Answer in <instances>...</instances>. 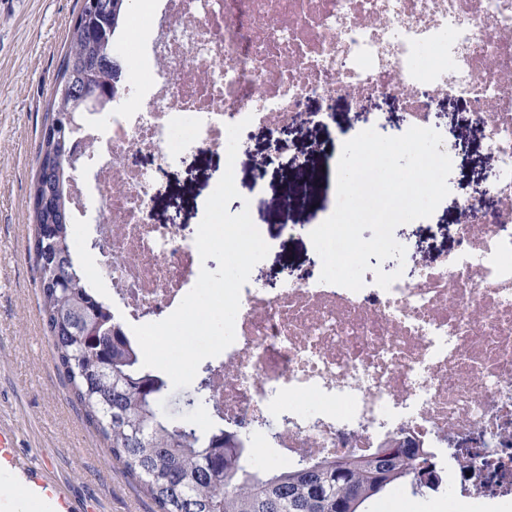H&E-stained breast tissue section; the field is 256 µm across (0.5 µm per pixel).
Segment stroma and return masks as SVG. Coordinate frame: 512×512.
Returning <instances> with one entry per match:
<instances>
[{
  "mask_svg": "<svg viewBox=\"0 0 512 512\" xmlns=\"http://www.w3.org/2000/svg\"><path fill=\"white\" fill-rule=\"evenodd\" d=\"M82 0H0V423L13 428L25 452L39 457L50 477L75 502L97 498L100 512H154L153 501L127 479L104 441L90 429L80 405L58 372L39 307L37 274L30 252V191L37 171L44 115L52 101L67 44L66 36ZM441 124L452 149L449 195L431 217L399 226L396 240L407 259L431 264L456 248L458 204L472 188L493 179L495 162L483 136L471 129L467 109L457 100L440 105ZM341 133L327 136L295 125L281 133L282 149L270 164L256 167L266 149L265 134L254 130L238 163V199L230 213L249 207L270 250L251 276L266 288L284 282H311L321 259L309 233L320 223V198L303 209H281L277 201L293 188L294 154L306 155L312 169L326 174L336 166L342 145L356 131L375 128L401 135L405 115L397 103L378 107L336 105ZM224 173L220 152L185 154L157 175L154 223L180 224L195 235L205 203ZM186 389L167 388L161 411L171 420L200 429L211 426L213 410L184 405ZM369 512H483L479 503L454 491L413 494L400 484L367 504Z\"/></svg>",
  "mask_w": 512,
  "mask_h": 512,
  "instance_id": "35a3bbf8",
  "label": "stroma"
}]
</instances>
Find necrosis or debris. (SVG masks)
Here are the masks:
<instances>
[{"instance_id": "1", "label": "necrosis or debris", "mask_w": 512, "mask_h": 512, "mask_svg": "<svg viewBox=\"0 0 512 512\" xmlns=\"http://www.w3.org/2000/svg\"><path fill=\"white\" fill-rule=\"evenodd\" d=\"M146 78L86 115L73 217L95 210L112 313L124 326L176 308L198 251L151 218L154 168L227 146L251 118L271 149L282 128L332 122L308 100L393 98L407 126H431L441 99L467 101L497 163L459 206V248L389 289L286 282L240 294L236 339L213 366L214 407L248 441L297 462L372 456L410 438L451 484L490 512H512V0H150ZM188 127L186 139L172 136ZM307 396L308 411L286 404ZM281 424L270 434L271 420Z\"/></svg>"}]
</instances>
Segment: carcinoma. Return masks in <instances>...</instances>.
<instances>
[{"instance_id": "obj_1", "label": "carcinoma", "mask_w": 512, "mask_h": 512, "mask_svg": "<svg viewBox=\"0 0 512 512\" xmlns=\"http://www.w3.org/2000/svg\"><path fill=\"white\" fill-rule=\"evenodd\" d=\"M104 12L92 27L72 25L60 79L76 65L77 81L92 83L112 104L101 48L112 49L129 12ZM74 171L63 147L42 139L31 193L49 198L32 209V230L49 244L48 268L37 277L40 309L58 370L82 407L87 424L109 443L124 475L152 499L156 512H365L386 489L426 488L431 453L410 439L368 458L342 457L273 471L251 467L241 434L219 425L207 432L174 422L160 411L166 382L143 366L138 344L112 317L77 264L70 239L68 184Z\"/></svg>"}]
</instances>
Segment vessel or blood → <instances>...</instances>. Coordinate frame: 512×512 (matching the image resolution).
Segmentation results:
<instances>
[{"label": "vessel or blood", "mask_w": 512, "mask_h": 512, "mask_svg": "<svg viewBox=\"0 0 512 512\" xmlns=\"http://www.w3.org/2000/svg\"><path fill=\"white\" fill-rule=\"evenodd\" d=\"M18 474L24 478L22 489L29 512H99L95 500L76 504L48 478L45 469L25 465L14 433L0 426V478L11 480Z\"/></svg>", "instance_id": "b4317fda"}]
</instances>
